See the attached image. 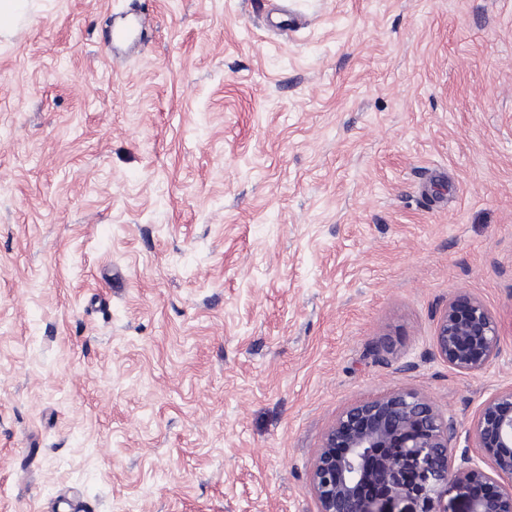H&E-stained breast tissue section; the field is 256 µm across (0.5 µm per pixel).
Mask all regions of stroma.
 <instances>
[{
  "label": "stroma",
  "mask_w": 512,
  "mask_h": 512,
  "mask_svg": "<svg viewBox=\"0 0 512 512\" xmlns=\"http://www.w3.org/2000/svg\"><path fill=\"white\" fill-rule=\"evenodd\" d=\"M278 3L26 0L0 34V512H319L325 434L404 389L478 457L512 0ZM461 290L500 328L475 372L434 347Z\"/></svg>",
  "instance_id": "1"
}]
</instances>
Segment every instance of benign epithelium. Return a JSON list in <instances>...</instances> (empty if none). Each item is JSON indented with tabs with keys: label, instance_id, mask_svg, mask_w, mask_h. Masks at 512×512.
<instances>
[{
	"label": "benign epithelium",
	"instance_id": "benign-epithelium-1",
	"mask_svg": "<svg viewBox=\"0 0 512 512\" xmlns=\"http://www.w3.org/2000/svg\"><path fill=\"white\" fill-rule=\"evenodd\" d=\"M496 319L459 292L441 313L436 352L458 371H478L498 350ZM485 465L461 454L454 464L456 426L425 397L398 390L348 407L329 430L310 472L319 512H446L448 484L471 491L467 512H512V387L492 394L474 422Z\"/></svg>",
	"mask_w": 512,
	"mask_h": 512
}]
</instances>
